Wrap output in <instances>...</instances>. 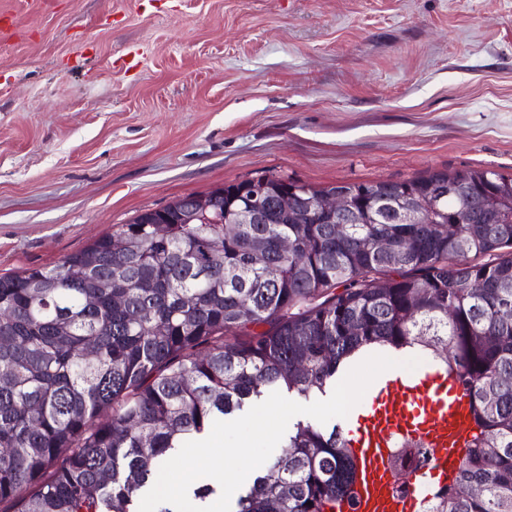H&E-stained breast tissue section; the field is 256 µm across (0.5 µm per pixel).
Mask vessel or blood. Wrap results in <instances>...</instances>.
<instances>
[{"instance_id":"1","label":"vessel or blood","mask_w":512,"mask_h":512,"mask_svg":"<svg viewBox=\"0 0 512 512\" xmlns=\"http://www.w3.org/2000/svg\"><path fill=\"white\" fill-rule=\"evenodd\" d=\"M381 391V402L357 443L360 477L353 487L356 505L352 512H404V502L393 498L390 487L367 478L394 436L417 428L430 450L431 466L450 475L459 464V456L449 447L462 441L472 425L469 409L460 399L458 381L440 373L398 376L387 380Z\"/></svg>"}]
</instances>
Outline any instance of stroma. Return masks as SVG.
<instances>
[{
  "instance_id": "1",
  "label": "stroma",
  "mask_w": 512,
  "mask_h": 512,
  "mask_svg": "<svg viewBox=\"0 0 512 512\" xmlns=\"http://www.w3.org/2000/svg\"><path fill=\"white\" fill-rule=\"evenodd\" d=\"M0 273L267 172L512 177V0H0Z\"/></svg>"
}]
</instances>
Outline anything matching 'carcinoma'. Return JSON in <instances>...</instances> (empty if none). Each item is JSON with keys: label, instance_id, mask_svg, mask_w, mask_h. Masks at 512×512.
Here are the masks:
<instances>
[{"label": "carcinoma", "instance_id": "1", "mask_svg": "<svg viewBox=\"0 0 512 512\" xmlns=\"http://www.w3.org/2000/svg\"><path fill=\"white\" fill-rule=\"evenodd\" d=\"M306 195L351 210H308ZM202 199L210 223L187 221L181 197L50 269L0 274V512H139L161 465L214 421L271 391L323 395L348 359L414 346L461 382L473 422L418 512L512 508V178L317 188L261 173ZM244 210L260 222L224 233ZM350 445L298 422L235 512H345Z\"/></svg>", "mask_w": 512, "mask_h": 512}]
</instances>
